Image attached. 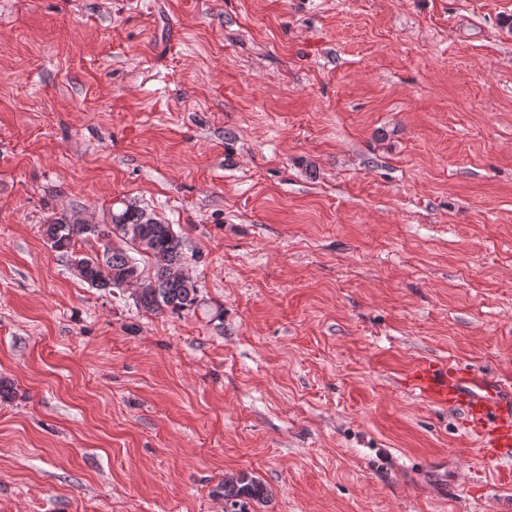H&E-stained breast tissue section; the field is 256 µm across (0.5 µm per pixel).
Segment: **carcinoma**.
<instances>
[{"label":"carcinoma","instance_id":"cac0c4a2","mask_svg":"<svg viewBox=\"0 0 512 512\" xmlns=\"http://www.w3.org/2000/svg\"><path fill=\"white\" fill-rule=\"evenodd\" d=\"M42 233L51 249L84 263L79 277L93 288L111 292L123 288L125 281L135 276L140 279L135 290L136 302L144 309H167L180 316L196 311L199 306L197 282L179 273L186 260L182 237L173 225L151 217L142 209L128 205L112 213L109 224H86L61 216L43 225ZM112 236L152 259L153 274L145 275L138 260L126 250L107 244L103 245L100 257L73 252L78 237L105 240ZM220 493L224 498V512H251L250 501L267 497L262 482L247 473L224 478Z\"/></svg>","mask_w":512,"mask_h":512}]
</instances>
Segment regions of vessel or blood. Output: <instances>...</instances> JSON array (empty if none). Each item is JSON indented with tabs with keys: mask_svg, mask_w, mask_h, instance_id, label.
<instances>
[{
	"mask_svg": "<svg viewBox=\"0 0 512 512\" xmlns=\"http://www.w3.org/2000/svg\"><path fill=\"white\" fill-rule=\"evenodd\" d=\"M410 381L423 401L463 414L487 456L512 455V385L467 366L433 360L418 362Z\"/></svg>",
	"mask_w": 512,
	"mask_h": 512,
	"instance_id": "b4317fda",
	"label": "vessel or blood"
}]
</instances>
